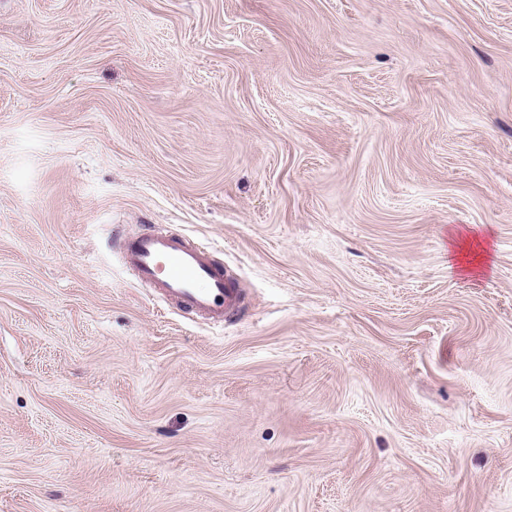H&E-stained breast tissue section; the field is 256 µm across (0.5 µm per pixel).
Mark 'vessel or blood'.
<instances>
[{
    "mask_svg": "<svg viewBox=\"0 0 512 512\" xmlns=\"http://www.w3.org/2000/svg\"><path fill=\"white\" fill-rule=\"evenodd\" d=\"M117 245L136 281L152 286L165 304L215 326L236 311L237 289L211 264L208 248L199 242L150 230Z\"/></svg>",
    "mask_w": 512,
    "mask_h": 512,
    "instance_id": "b4317fda",
    "label": "vessel or blood"
}]
</instances>
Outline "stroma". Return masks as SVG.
<instances>
[{"mask_svg":"<svg viewBox=\"0 0 512 512\" xmlns=\"http://www.w3.org/2000/svg\"><path fill=\"white\" fill-rule=\"evenodd\" d=\"M0 512H512V0H0ZM115 240L136 281L152 286L165 304L189 310L213 326H222L237 310V288L211 264L208 247L158 230Z\"/></svg>","mask_w":512,"mask_h":512,"instance_id":"obj_1","label":"stroma"}]
</instances>
